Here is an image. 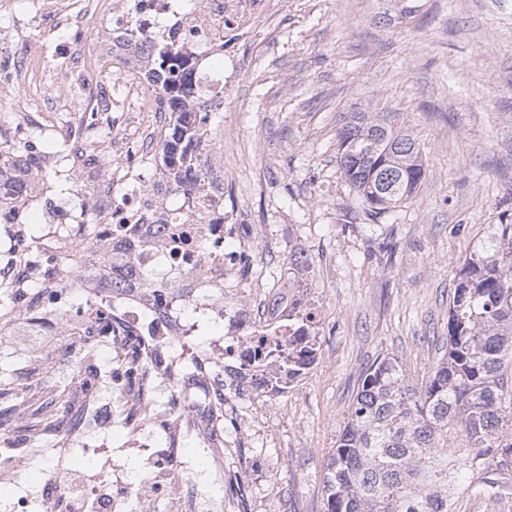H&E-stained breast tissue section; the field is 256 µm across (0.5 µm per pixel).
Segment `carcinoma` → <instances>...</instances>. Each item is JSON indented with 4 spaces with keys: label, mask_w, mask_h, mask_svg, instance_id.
Returning <instances> with one entry per match:
<instances>
[{
    "label": "carcinoma",
    "mask_w": 512,
    "mask_h": 512,
    "mask_svg": "<svg viewBox=\"0 0 512 512\" xmlns=\"http://www.w3.org/2000/svg\"><path fill=\"white\" fill-rule=\"evenodd\" d=\"M15 113L0 110V204L12 208L68 192L91 166L77 139L42 151L6 136ZM396 116L351 112L338 133L337 165L368 210L385 214L418 197L428 165L411 133L395 126ZM192 135L160 129L164 145L152 162L179 170L190 161ZM49 195L33 197L30 182ZM100 224H79L84 245H101ZM9 248L0 250V342L24 334L44 344L61 340L74 360L64 378L49 374L45 349L31 344L0 356V448L13 466L0 468V485L42 459L45 448L79 447L85 417L116 386L123 429L149 420L146 414L160 377L171 380L189 369L167 344L128 326L98 285L68 279L84 252L61 244L59 224H11ZM512 221L502 213L481 252L464 257L448 310V350L421 381L401 361H377L359 388L352 416L336 440L324 479V512H448V437L467 448L512 457ZM195 422L189 405L171 401L161 446L181 454L201 448L186 437ZM224 448V392L215 389L207 434ZM231 512H248L241 485L228 480Z\"/></svg>",
    "instance_id": "carcinoma-1"
}]
</instances>
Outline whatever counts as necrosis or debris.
<instances>
[{"label":"necrosis or debris","mask_w":512,"mask_h":512,"mask_svg":"<svg viewBox=\"0 0 512 512\" xmlns=\"http://www.w3.org/2000/svg\"><path fill=\"white\" fill-rule=\"evenodd\" d=\"M61 13L71 18L95 12L97 21L86 33L85 53L113 78L112 95L99 100L97 109L112 115V135L106 164L125 171L119 184L97 179L96 196L76 187L70 206L59 207L60 224H84L90 216L117 225L106 236L114 263L143 274L147 287L124 292L122 312L132 328L148 325L151 335L176 343L190 335L186 308L194 306L224 324L200 356L224 368L225 405L237 421L225 429L224 445L233 449L246 438H258L263 422L276 418L281 400L307 377L326 366L320 340L324 312L313 296L315 267L302 242L275 280L274 295L262 307L250 292L234 286V259L251 252V240H238L235 225L224 221V132L205 125V113L224 106V79L202 81L200 64L224 55V0H203L194 9L185 0H59ZM19 49L15 66L0 70V89L13 93V105L24 95L82 112L86 101L80 91L90 74L71 53H51L43 35H29ZM165 42L186 60L192 85L206 83L205 94H194L189 121L201 137L193 160L180 177L150 165L158 152L156 142L128 136L130 121L151 124L161 110L164 86L158 77L156 48ZM238 240L236 252L224 251L222 242ZM217 242L207 259H200L202 243ZM169 284L179 289L182 305L158 299L150 286ZM214 391L209 371L194 370L178 382L161 380L151 406L152 423L130 438L126 447L108 449L89 445L82 453L85 467L61 469L59 449L44 452V487L72 497L81 493L87 504L104 496L112 501L107 512H179L169 487L191 488L197 512H224L223 467L212 469L210 483H200L185 457L160 454L164 429L161 411L173 399L183 400L207 418ZM138 461L137 477L126 471V456Z\"/></svg>","instance_id":"necrosis-or-debris-1"}]
</instances>
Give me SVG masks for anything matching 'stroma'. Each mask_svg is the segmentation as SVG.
Segmentation results:
<instances>
[{"label":"stroma","instance_id":"stroma-1","mask_svg":"<svg viewBox=\"0 0 512 512\" xmlns=\"http://www.w3.org/2000/svg\"><path fill=\"white\" fill-rule=\"evenodd\" d=\"M380 22L385 0H226L224 148L229 223L270 227L242 283L269 288L303 238L326 308L329 373L282 404L264 433L263 485L279 512H323L330 451L369 367L413 379L441 358L464 256L512 213V0H421ZM394 112L430 171L416 201L371 215L336 163L347 113ZM448 512H512V467L469 449Z\"/></svg>","mask_w":512,"mask_h":512}]
</instances>
